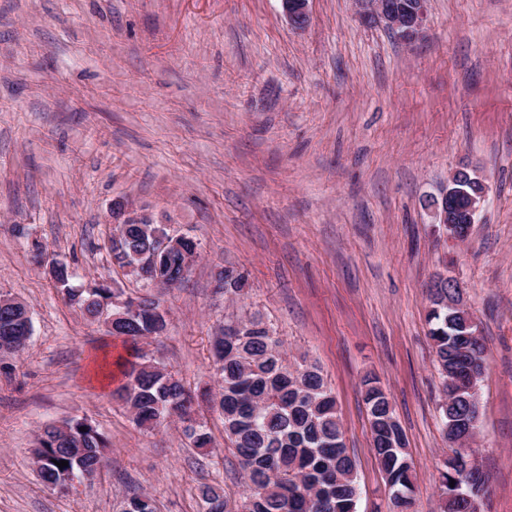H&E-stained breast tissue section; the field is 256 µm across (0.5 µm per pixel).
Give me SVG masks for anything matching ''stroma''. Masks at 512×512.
<instances>
[{"instance_id":"1","label":"stroma","mask_w":512,"mask_h":512,"mask_svg":"<svg viewBox=\"0 0 512 512\" xmlns=\"http://www.w3.org/2000/svg\"><path fill=\"white\" fill-rule=\"evenodd\" d=\"M294 30L280 0H0V293L32 334L0 356V512H203L210 484L236 505L239 463L217 412L212 454L178 419L144 431L112 392L131 351L51 280H116L124 209L200 255L146 347L191 391L213 386L211 340L260 314L289 360L316 364L356 461L358 512H389L360 393L379 379L414 463L413 512H440L448 456L426 286L454 276L486 344L474 444L485 512H512V0H430L423 34L363 25L354 0H310ZM487 185L466 242L424 203L459 168ZM44 248V264L35 260ZM244 272V298L217 286ZM86 417L108 438L100 473L66 493L31 464L40 427Z\"/></svg>"}]
</instances>
